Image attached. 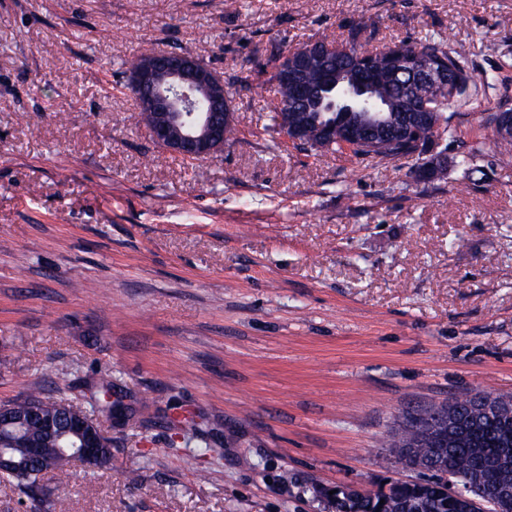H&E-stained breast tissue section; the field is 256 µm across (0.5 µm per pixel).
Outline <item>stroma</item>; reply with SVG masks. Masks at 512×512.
<instances>
[{"instance_id": "35a3bbf8", "label": "stroma", "mask_w": 512, "mask_h": 512, "mask_svg": "<svg viewBox=\"0 0 512 512\" xmlns=\"http://www.w3.org/2000/svg\"><path fill=\"white\" fill-rule=\"evenodd\" d=\"M368 16L465 48L462 141L512 110V0H0V401L107 370L122 409L67 512H327L317 489L418 478L386 446L412 409L512 396V160L423 182L268 148L255 60ZM145 45L223 75L237 141L150 139L107 92Z\"/></svg>"}]
</instances>
